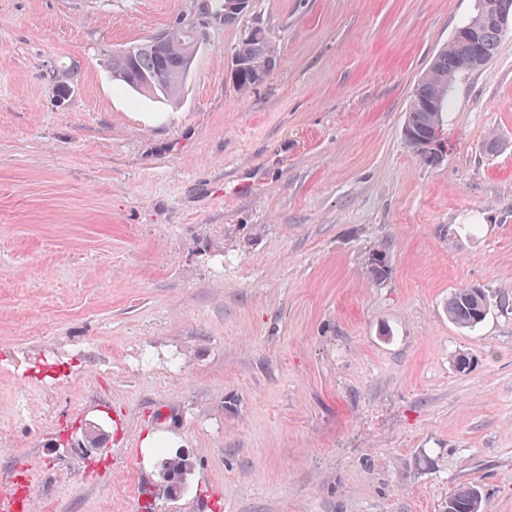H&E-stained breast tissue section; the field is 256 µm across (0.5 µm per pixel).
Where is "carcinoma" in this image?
<instances>
[{
    "label": "carcinoma",
    "instance_id": "1",
    "mask_svg": "<svg viewBox=\"0 0 512 512\" xmlns=\"http://www.w3.org/2000/svg\"><path fill=\"white\" fill-rule=\"evenodd\" d=\"M465 34L452 38L448 46L431 61L427 74L417 85L404 126L417 136L431 137L440 132L448 107V87L464 70L469 58L480 53L490 61L497 53L503 30L477 14L461 26ZM199 39L191 31L165 46L144 47L132 56L115 50L109 59L112 81L131 90L171 103L179 100L195 58ZM235 51L245 59V67L233 78L242 93L264 84L277 65L275 46L268 31L257 24L239 42ZM367 271L375 280L386 279L390 272L387 252L375 249L368 258ZM488 300L483 288H462L448 297V317L460 327L469 328L486 318ZM193 463L179 449L164 451L161 460L160 491L168 497L181 495L188 484ZM448 512H485L480 489L463 484L448 497Z\"/></svg>",
    "mask_w": 512,
    "mask_h": 512
}]
</instances>
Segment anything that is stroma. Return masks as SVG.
<instances>
[{
  "mask_svg": "<svg viewBox=\"0 0 512 512\" xmlns=\"http://www.w3.org/2000/svg\"><path fill=\"white\" fill-rule=\"evenodd\" d=\"M200 2L0 0V486L21 512H447L471 483L512 512V26L431 163L406 113L476 0ZM179 16L204 21L180 100L117 86L112 52ZM254 23L278 62L243 94ZM148 431L193 462L177 498ZM488 300L483 288L468 287L455 291L448 297V317L460 327L469 328L483 322L488 314Z\"/></svg>",
  "mask_w": 512,
  "mask_h": 512,
  "instance_id": "stroma-1",
  "label": "stroma"
}]
</instances>
